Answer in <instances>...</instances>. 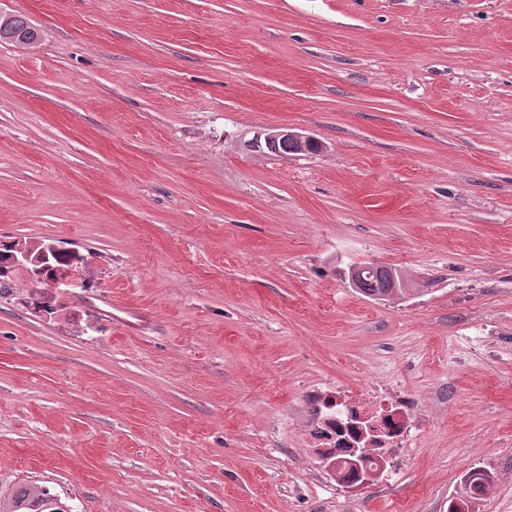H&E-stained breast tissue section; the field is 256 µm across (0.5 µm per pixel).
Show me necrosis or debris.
Here are the masks:
<instances>
[{"mask_svg": "<svg viewBox=\"0 0 512 512\" xmlns=\"http://www.w3.org/2000/svg\"><path fill=\"white\" fill-rule=\"evenodd\" d=\"M88 258L47 242L0 241V295L17 297L45 316L58 312L64 284L82 281ZM305 405L309 431L321 450L320 461L338 485H363L367 474L384 473L392 454L405 446L416 429L417 403L407 393L384 392L376 386L359 391L309 389ZM368 448L359 469L339 467L348 448Z\"/></svg>", "mask_w": 512, "mask_h": 512, "instance_id": "necrosis-or-debris-1", "label": "necrosis or debris"}]
</instances>
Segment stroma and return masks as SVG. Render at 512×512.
<instances>
[{
  "instance_id": "stroma-1",
  "label": "stroma",
  "mask_w": 512,
  "mask_h": 512,
  "mask_svg": "<svg viewBox=\"0 0 512 512\" xmlns=\"http://www.w3.org/2000/svg\"><path fill=\"white\" fill-rule=\"evenodd\" d=\"M0 239L93 263L0 298V504L448 512L512 475V0H0ZM287 126L321 141L265 156ZM393 268L375 300L350 270ZM425 422L380 480L326 479L313 386ZM12 35H23L28 39L34 40V43L40 40L41 34L38 29L28 23L24 18L17 16H4L0 20V39L14 43L10 37ZM261 137H264L260 140ZM253 139L244 142V147L249 151L268 154L276 157L288 156V154H312L318 152V149H309L308 152H298L293 143H285L282 140H291L300 147L306 146L308 143L318 141L314 136L293 131L288 127H267L254 132ZM274 139V140H266ZM282 139V140H277ZM53 495L49 489L37 485L20 487L13 497V507L8 512H67L64 509H52ZM57 510V511H55Z\"/></svg>"
}]
</instances>
